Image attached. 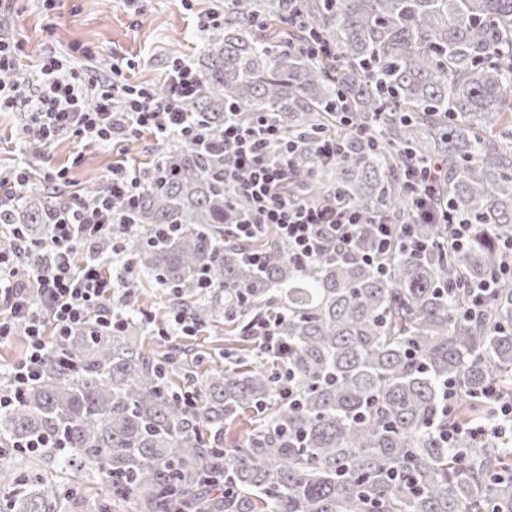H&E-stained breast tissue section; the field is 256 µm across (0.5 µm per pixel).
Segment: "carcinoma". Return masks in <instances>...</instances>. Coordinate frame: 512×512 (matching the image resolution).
<instances>
[{"label": "carcinoma", "mask_w": 512, "mask_h": 512, "mask_svg": "<svg viewBox=\"0 0 512 512\" xmlns=\"http://www.w3.org/2000/svg\"><path fill=\"white\" fill-rule=\"evenodd\" d=\"M296 14L336 50L333 63L288 48L301 38ZM258 19L265 39L252 32ZM194 69L189 111L209 143L162 152L165 177L144 190L136 230L98 238L95 256L107 262L120 238L181 299L210 282L193 313L224 316L235 342L251 338L255 318L279 316L300 403L280 397L263 363L200 377L175 354L163 369L135 315L113 328L93 313L0 411V440L49 441L43 458L88 468L124 512H512V468L498 453L512 432L462 433L452 446L439 436L448 379L463 392L460 426L490 419L487 388L512 391V278H498L478 322L459 314L464 293L449 291L497 274L512 235V0H224V24L209 29ZM340 97L346 127L331 111ZM230 110L245 124L272 113L296 143L295 189L307 199L338 192L362 211L384 206L426 250H396L381 274L357 255L301 267L272 234L239 242L226 226L249 204L224 188ZM320 134L342 148L327 166L312 147ZM407 154L447 170L440 193L475 225L463 253L443 225L414 223L400 180ZM58 209L21 193L0 224L43 240ZM373 244V225H362L356 250ZM252 251L264 255L259 269ZM248 412L256 425L231 434ZM0 486L9 512H62L39 470L23 478L0 466Z\"/></svg>", "instance_id": "1"}]
</instances>
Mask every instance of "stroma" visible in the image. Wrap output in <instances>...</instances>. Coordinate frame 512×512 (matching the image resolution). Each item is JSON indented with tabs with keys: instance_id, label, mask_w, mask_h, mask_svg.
Masks as SVG:
<instances>
[{
	"instance_id": "obj_1",
	"label": "stroma",
	"mask_w": 512,
	"mask_h": 512,
	"mask_svg": "<svg viewBox=\"0 0 512 512\" xmlns=\"http://www.w3.org/2000/svg\"><path fill=\"white\" fill-rule=\"evenodd\" d=\"M223 11L224 0H59L52 10L45 9L42 0H12L8 15L0 17V31L21 44V67L14 73L19 97H27L38 83L41 60L50 52L66 58L79 72L103 80L114 77L113 67H120V81L153 89L164 83L175 59L192 60L202 53L206 34L199 20ZM21 125L20 113L0 112V203L6 205L19 190L59 203L74 194L90 196L104 184L113 162L145 170L162 148L148 135L103 144L68 135L31 151L22 142ZM20 166L29 169L30 180L19 189L10 176ZM48 169L63 171V182L44 183L42 174ZM125 278L134 308L154 318L142 340L156 354L182 347L185 361L200 376L224 368L229 355L256 360L254 348L242 349L226 340L220 317L203 322L193 336H159L176 301L137 266H130ZM49 478L67 494L72 512L88 498L103 494L83 469L58 468Z\"/></svg>"
}]
</instances>
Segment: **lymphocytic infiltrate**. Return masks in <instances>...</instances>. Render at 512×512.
<instances>
[{"label": "lymphocytic infiltrate", "mask_w": 512, "mask_h": 512, "mask_svg": "<svg viewBox=\"0 0 512 512\" xmlns=\"http://www.w3.org/2000/svg\"><path fill=\"white\" fill-rule=\"evenodd\" d=\"M42 82L26 100H18L15 88L0 81V110L24 112L23 135L27 144L42 146L54 138L72 134L96 142H111L120 135L151 132L160 140L186 144L205 142L209 134L191 119L189 106L196 91L197 74L189 60H175L168 72L169 92L157 96L147 87L83 77L57 55H46L41 65ZM124 98L123 111H115L116 98ZM224 186L251 204L249 216L232 227L235 237L250 242L267 228H274L289 248L291 259L306 267L336 250L349 253L361 225H372L374 248L362 254L363 262L387 271L393 244L421 251L425 242L410 226L394 223L383 210L364 212L342 199L317 205L298 200L289 191L296 146L287 141L269 114L257 115L243 126L225 118ZM413 202L423 222L444 225L455 250L470 242L473 227L462 216L436 204L439 163L410 162L403 168ZM156 171L140 173L119 164L106 180L108 190L92 198L73 197L63 203L55 222L48 224L53 250L49 264L41 262V244L27 242L13 233L0 243V341L15 336L17 323H24L27 350L9 372L10 390H0V409L17 399L22 389L40 380L48 342L46 328L63 335L97 314L111 323L123 315V305L113 298L124 287L122 276L103 272L92 251L98 234L117 227L131 228V214ZM84 253L75 262L74 253ZM252 336L260 357L281 371L286 385L281 394L297 403L292 386V365L286 364L287 346L272 318L258 319Z\"/></svg>", "instance_id": "1"}]
</instances>
